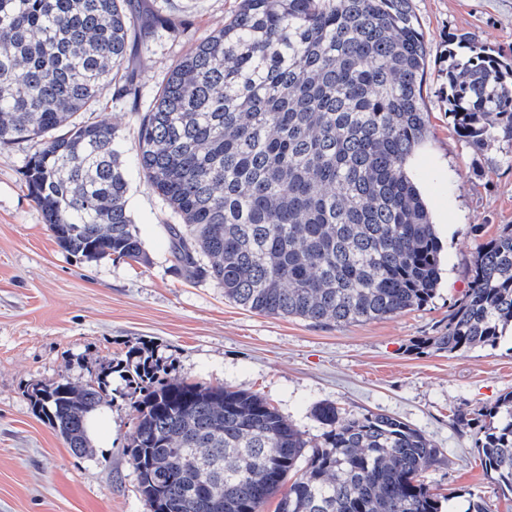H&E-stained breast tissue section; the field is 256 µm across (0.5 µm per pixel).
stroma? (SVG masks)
Returning a JSON list of instances; mask_svg holds the SVG:
<instances>
[{"label": "stroma", "mask_w": 512, "mask_h": 512, "mask_svg": "<svg viewBox=\"0 0 512 512\" xmlns=\"http://www.w3.org/2000/svg\"><path fill=\"white\" fill-rule=\"evenodd\" d=\"M186 27L181 37L145 36L136 75L150 102L189 38L223 26L239 0H145ZM428 47L424 97L430 133L406 163L442 244L441 281L421 308L341 326L263 316L225 299L209 281L177 272L167 227L177 218L147 186L124 101L104 88V108L85 121L121 124L128 207L148 260L71 255L54 239L28 193L23 171L33 140L0 143V512H150L125 449L137 425L136 395L113 378L106 409L109 442L75 456L33 409L34 387L65 379L83 385L128 351L153 353L158 384L247 390L322 441L313 409L335 404L347 417L388 414L424 433L445 456L424 482L440 512H512L483 469L480 425L512 391V334L463 353L420 351L417 341L448 325L464 294L479 246L512 224V142L474 152L448 116V54L468 56L459 38L512 58V0H413Z\"/></svg>", "instance_id": "1"}]
</instances>
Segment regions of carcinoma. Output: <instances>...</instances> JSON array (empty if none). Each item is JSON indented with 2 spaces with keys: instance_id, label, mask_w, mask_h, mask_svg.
Returning <instances> with one entry per match:
<instances>
[{
  "instance_id": "obj_1",
  "label": "carcinoma",
  "mask_w": 512,
  "mask_h": 512,
  "mask_svg": "<svg viewBox=\"0 0 512 512\" xmlns=\"http://www.w3.org/2000/svg\"><path fill=\"white\" fill-rule=\"evenodd\" d=\"M164 23L140 0H0V141L37 139L24 179L58 245L88 260L146 262L127 207L118 124L79 120L100 91L131 103L142 175L181 223L174 266L264 315L322 326L427 304L442 246L405 165L430 131L427 48L412 0H239L191 42L147 106L131 44ZM449 54L455 131L475 151L512 141V61ZM512 327V224L482 243L448 327L422 346L466 352ZM139 397L126 452L152 512H440L418 480L443 461L385 414L314 410L323 441L245 390L154 386L131 354L84 386L33 389L31 403L76 456L112 372ZM477 439L481 465L512 495V392Z\"/></svg>"
}]
</instances>
